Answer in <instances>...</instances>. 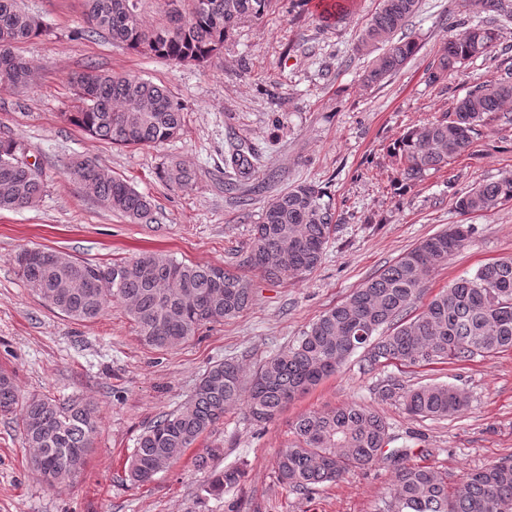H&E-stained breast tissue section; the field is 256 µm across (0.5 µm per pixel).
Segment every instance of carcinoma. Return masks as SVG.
<instances>
[{"label": "carcinoma", "mask_w": 512, "mask_h": 512, "mask_svg": "<svg viewBox=\"0 0 512 512\" xmlns=\"http://www.w3.org/2000/svg\"><path fill=\"white\" fill-rule=\"evenodd\" d=\"M146 0H84L89 33L176 64L205 66L218 58L238 25L260 19L271 0H159L163 19L145 20ZM420 0H380L379 8L351 55L369 58L362 80L371 87L397 74L419 48L408 30ZM42 32L39 20L19 0H0V85H22L31 65L16 55L18 44ZM492 22L469 27L448 42L447 53L428 69L436 83L459 65L485 54L496 40ZM72 110L66 120L86 134L122 147L163 144L184 126V112L169 91L148 80L88 66L73 74ZM512 103V75L476 84L454 112L406 132L395 147L402 180L416 181L465 153L485 114ZM24 143L0 136V210L36 206L43 194L38 171L21 158ZM258 157L242 141L224 152V189L238 192L256 179ZM68 174L100 205L135 223L153 222L152 200L126 180L90 159L68 167ZM181 191L193 188L195 174L180 162L166 173ZM512 202V174L471 188L456 200L463 215L490 212ZM335 208L327 191L299 183L278 193L253 225L242 264L269 279L304 277L321 265L336 230ZM472 232L454 224L403 253L343 302L324 312L285 350L267 358L244 385L242 368L232 361L214 364L192 397L161 416L138 438L127 477L146 483L173 466L230 409L245 404L250 417L266 423L297 396L338 373L363 350L364 369L393 364L424 366L470 361L512 349V258L481 265L455 280L421 307L427 276L461 251ZM25 286L43 303L80 322L94 321L114 306L123 308L141 340L159 350L176 349L207 324L220 323L252 303L250 282L218 265L179 262L144 252L109 264L59 259L52 250L23 248L14 258ZM382 396L399 398L406 410L428 419H446L468 407L469 397L448 384L407 387L395 377ZM19 413L30 463L52 485L79 472L93 445L97 418L76 401L22 399L13 375L0 368V414ZM389 442L388 426L373 410L348 403L310 411L293 423V440L281 449L275 466L279 481L306 493L332 483L354 468L371 465ZM398 467L382 512H512V459L466 474L453 488L435 471L404 463ZM238 466L212 471L207 493L220 496L238 484Z\"/></svg>", "instance_id": "cac0c4a2"}]
</instances>
